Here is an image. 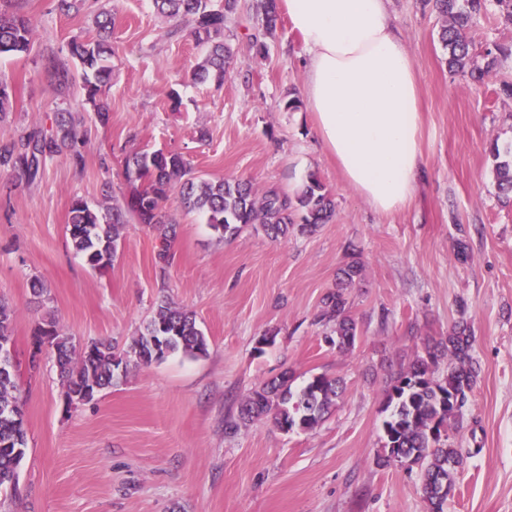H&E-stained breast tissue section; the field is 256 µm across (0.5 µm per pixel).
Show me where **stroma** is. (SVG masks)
Here are the masks:
<instances>
[{
  "label": "stroma",
  "instance_id": "obj_1",
  "mask_svg": "<svg viewBox=\"0 0 512 512\" xmlns=\"http://www.w3.org/2000/svg\"><path fill=\"white\" fill-rule=\"evenodd\" d=\"M258 4L245 0L229 25L238 53L218 86L192 76L205 48L191 25L160 16L153 0H82L70 14L56 0H12L32 23L33 47L0 59V77L17 89L0 141L50 127L66 109L87 142L79 167L61 154L33 181L0 170V299L14 312L27 426L19 494L0 500V512H426L417 469L376 464L385 397L423 340L446 338L462 319L479 373L455 433L471 454L445 512H512V201L497 196L492 158L493 148L512 145V98L499 92L512 83V58H498L474 84L449 72L426 0H389L419 74L427 165L412 201L382 215L322 150L310 112L284 107L287 94L301 95L305 65L288 20L267 38L266 57L247 50L262 29ZM103 10L115 17L112 79L90 102L79 69L62 88L45 65L69 63V40L95 35ZM468 38L478 54L493 41L511 44L512 23L488 8ZM142 149L175 150L206 177L289 194L317 173L336 214L311 234L273 241L248 228L224 239L171 200L178 229L167 272L155 265L153 230L132 222L112 266L93 271L67 243L70 205L123 199L124 159ZM355 254L364 274L348 296L359 338L342 353L325 343L315 317ZM36 277L47 289L41 299L30 290ZM163 300L195 313L206 357L128 364L76 408L52 358L30 372L38 326L52 322L75 344L123 350ZM270 330L274 344L256 352ZM285 372L296 389L318 374L342 378L335 412L311 430L285 433L261 421L226 431L240 401Z\"/></svg>",
  "mask_w": 512,
  "mask_h": 512
}]
</instances>
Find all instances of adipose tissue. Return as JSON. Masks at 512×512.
Returning a JSON list of instances; mask_svg holds the SVG:
<instances>
[{
	"label": "adipose tissue",
	"instance_id": "ef3b65f1",
	"mask_svg": "<svg viewBox=\"0 0 512 512\" xmlns=\"http://www.w3.org/2000/svg\"><path fill=\"white\" fill-rule=\"evenodd\" d=\"M306 54L314 133L381 214L403 209L426 166L419 79L387 0H279Z\"/></svg>",
	"mask_w": 512,
	"mask_h": 512
}]
</instances>
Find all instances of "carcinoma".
I'll return each mask as SVG.
<instances>
[{
  "mask_svg": "<svg viewBox=\"0 0 512 512\" xmlns=\"http://www.w3.org/2000/svg\"><path fill=\"white\" fill-rule=\"evenodd\" d=\"M493 2L512 21V0H430L439 19V41L448 52V69L482 83L489 74L468 41L466 30L471 20L487 10ZM161 15L184 18L192 26L199 44L206 47L203 60L194 69V78L203 82L213 77L224 80V72L236 50L226 41L224 31L243 9L241 0H153ZM262 38H254L250 48L261 57L266 54L264 38L276 31L277 0H260ZM115 17L101 13L96 20L97 34L75 36L68 52L80 65L87 99L95 101L112 75V44L109 37ZM33 31L24 16L0 11V58L27 54L32 49ZM16 95L15 86L0 79V115L10 111ZM68 150L77 164H83L80 141L72 121L65 112L54 113L47 131H32L0 144V168L20 171L35 178L46 161ZM495 179L498 192L512 195V158L495 153ZM124 178L131 187L124 205L108 208L110 216L74 200L69 211L67 231L72 250L84 257L94 270L112 265L117 255L122 232L129 221L158 231L159 246L155 263L164 271L172 263V244L177 232L175 222L165 211L171 195L180 207L199 212L206 223L223 237H235L247 226H258L273 239L288 236L290 229L312 233L328 223L335 214V201L315 174L295 196L276 187L258 190L251 181L242 179L212 180L197 175L182 154L162 149L134 152L124 160ZM364 265L353 261L336 274L332 290L322 298L317 321L326 327L325 341L341 352L354 348L358 325L350 312L347 290L362 277ZM13 311L0 300V350L12 345ZM51 336V353L65 387V395L82 388L98 392L112 386L119 367L112 344L92 341L76 351L73 338L49 324L35 329L34 349L39 337ZM166 336L167 354L180 353L199 359L208 354L207 336L199 329L193 312L161 302L144 333L133 339L126 361L150 364L156 361L153 347L158 337ZM473 338L466 323L454 326L444 340L427 339L424 353L416 356L400 371L386 393L383 423L384 454L377 465L384 467L405 456L417 467L421 476V495L427 512H444V504L455 491V475L470 450L453 434L460 424L468 393L472 390L477 369L472 356ZM341 389V380L325 374L314 376L299 391L291 386V375L280 377L253 389L239 409V419H269L278 429L288 432L298 426L304 430L317 427L331 412ZM19 376L9 359H0V491L17 492V467L27 448L24 412L19 403Z\"/></svg>",
  "mask_w": 512,
  "mask_h": 512,
  "instance_id": "1",
  "label": "carcinoma"
}]
</instances>
